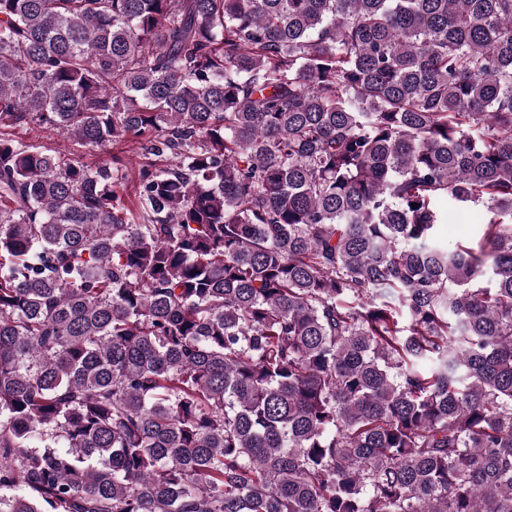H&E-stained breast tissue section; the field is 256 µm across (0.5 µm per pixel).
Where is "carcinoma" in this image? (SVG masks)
Listing matches in <instances>:
<instances>
[{"label":"carcinoma","mask_w":512,"mask_h":512,"mask_svg":"<svg viewBox=\"0 0 512 512\" xmlns=\"http://www.w3.org/2000/svg\"><path fill=\"white\" fill-rule=\"evenodd\" d=\"M0 512H512V0H0ZM15 140L30 144H39L54 150L58 155L67 158L81 156L82 160L95 167L98 164L109 161L112 154L124 156V160L133 170L142 162V157L134 150L131 143L112 146L108 144L101 149H87L79 146L74 140L56 130L44 129L35 125H24L15 127L8 131ZM455 224H440L436 227L435 238L445 246H453L459 241L476 238L481 229L477 218L472 213H459L455 215Z\"/></svg>","instance_id":"cac0c4a2"}]
</instances>
